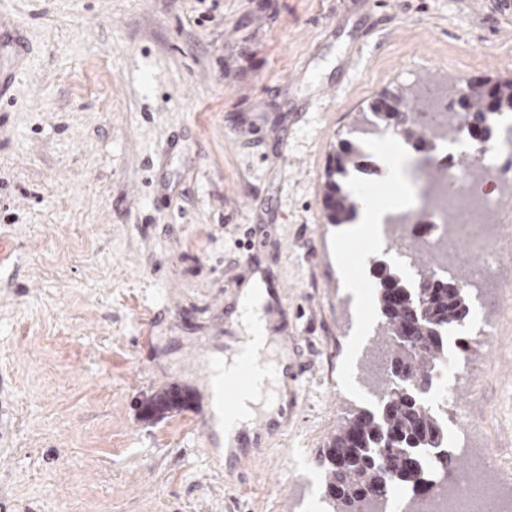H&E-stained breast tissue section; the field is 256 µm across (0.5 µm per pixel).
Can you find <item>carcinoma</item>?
Here are the masks:
<instances>
[{"label":"carcinoma","instance_id":"cac0c4a2","mask_svg":"<svg viewBox=\"0 0 512 512\" xmlns=\"http://www.w3.org/2000/svg\"><path fill=\"white\" fill-rule=\"evenodd\" d=\"M414 106L436 114V120L410 118L407 110ZM462 111L469 120L466 128L458 124ZM496 113H512V75L469 81L460 98L443 108L431 104L421 86L369 102L355 117L349 138L329 158L322 186L326 223L349 224L355 219L357 194L342 179L352 170L370 172L363 145L374 132L390 130L416 151L427 153L424 178L432 190L448 179V163L430 156L433 141H454L464 130L475 140L489 139V115ZM436 263L428 250L418 251L415 286L397 269L374 265L380 312L375 340L389 350V382L375 408L359 407L343 417L321 455L328 512H365L368 503L396 488L419 486L426 475L453 466L446 428L422 395L446 357L448 328L469 314L470 294L455 280L439 277Z\"/></svg>","mask_w":512,"mask_h":512}]
</instances>
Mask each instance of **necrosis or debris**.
Instances as JSON below:
<instances>
[{"label": "necrosis or debris", "instance_id": "4bbe7bcc", "mask_svg": "<svg viewBox=\"0 0 512 512\" xmlns=\"http://www.w3.org/2000/svg\"><path fill=\"white\" fill-rule=\"evenodd\" d=\"M471 153L482 165L492 185L512 183V125L503 136L468 145ZM468 174L449 167L448 182L438 193L420 191L418 205L413 210L395 212L394 220L400 225L402 245L400 251L412 256L416 248L433 252L440 268H447L449 254L466 248L470 261L465 272L456 279L464 288H472L495 277L500 258L512 254V247L498 237L472 233V225L490 220L498 206L496 197L478 198L471 189ZM433 408L440 416H453L461 434L462 452L478 456L484 465H491L497 455L495 449H473L472 435L480 432L482 423L461 408H449L447 398L435 399ZM497 497L502 512H512V495L504 490H487L481 474L468 465L451 474H436L421 486L408 490L390 502L371 503L369 512H483L487 497Z\"/></svg>", "mask_w": 512, "mask_h": 512}]
</instances>
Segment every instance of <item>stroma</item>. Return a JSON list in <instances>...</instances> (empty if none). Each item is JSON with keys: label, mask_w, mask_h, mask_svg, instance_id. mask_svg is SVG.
<instances>
[{"label": "stroma", "mask_w": 512, "mask_h": 512, "mask_svg": "<svg viewBox=\"0 0 512 512\" xmlns=\"http://www.w3.org/2000/svg\"><path fill=\"white\" fill-rule=\"evenodd\" d=\"M31 53L0 107V512H325L315 464L363 377L377 288L366 243L326 223V160L383 90L512 74L506 0H0ZM257 243L246 251V239ZM286 286L272 335L302 377L246 479L187 435L200 348L235 333L252 270ZM448 383L512 459V269L448 334Z\"/></svg>", "instance_id": "obj_1"}]
</instances>
